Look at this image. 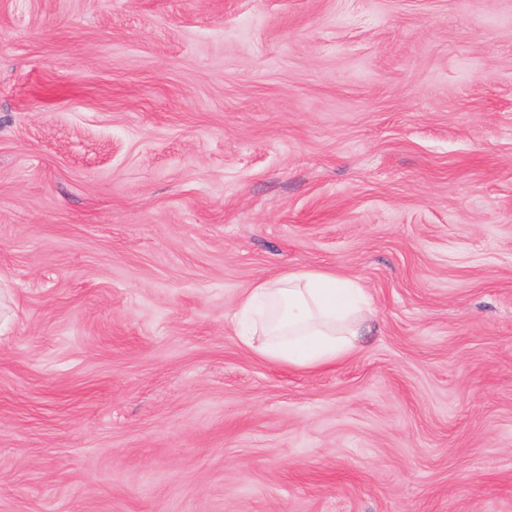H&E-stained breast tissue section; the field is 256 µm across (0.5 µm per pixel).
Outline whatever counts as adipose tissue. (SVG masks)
<instances>
[{
  "mask_svg": "<svg viewBox=\"0 0 512 512\" xmlns=\"http://www.w3.org/2000/svg\"><path fill=\"white\" fill-rule=\"evenodd\" d=\"M240 342L262 358L315 370L348 358L372 314L368 294L330 270L284 271L246 288Z\"/></svg>",
  "mask_w": 512,
  "mask_h": 512,
  "instance_id": "1",
  "label": "adipose tissue"
}]
</instances>
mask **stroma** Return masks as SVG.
<instances>
[{
    "label": "stroma",
    "instance_id": "stroma-1",
    "mask_svg": "<svg viewBox=\"0 0 512 512\" xmlns=\"http://www.w3.org/2000/svg\"><path fill=\"white\" fill-rule=\"evenodd\" d=\"M0 512H512V0H0ZM266 304L277 313L243 325L240 342L268 361L307 370L348 358L372 314L365 290L331 270H287L255 282L242 293L236 316L247 324Z\"/></svg>",
    "mask_w": 512,
    "mask_h": 512
}]
</instances>
